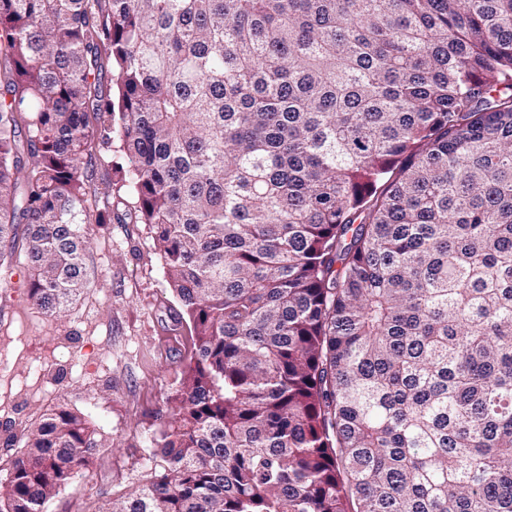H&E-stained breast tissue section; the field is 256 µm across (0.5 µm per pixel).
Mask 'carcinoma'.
I'll return each mask as SVG.
<instances>
[{"instance_id":"1","label":"carcinoma","mask_w":512,"mask_h":512,"mask_svg":"<svg viewBox=\"0 0 512 512\" xmlns=\"http://www.w3.org/2000/svg\"><path fill=\"white\" fill-rule=\"evenodd\" d=\"M114 140L191 348L94 512H512V0H0V268L47 313ZM106 446L56 405L0 512Z\"/></svg>"}]
</instances>
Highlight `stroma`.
<instances>
[{
  "label": "stroma",
  "instance_id": "obj_1",
  "mask_svg": "<svg viewBox=\"0 0 512 512\" xmlns=\"http://www.w3.org/2000/svg\"><path fill=\"white\" fill-rule=\"evenodd\" d=\"M85 263L92 286L60 315L30 303L22 264L0 276V464L60 401L108 442L47 512H92L150 474L190 346L148 225H88Z\"/></svg>",
  "mask_w": 512,
  "mask_h": 512
}]
</instances>
